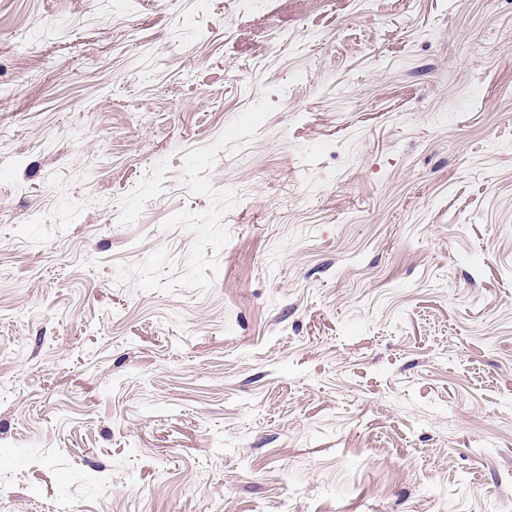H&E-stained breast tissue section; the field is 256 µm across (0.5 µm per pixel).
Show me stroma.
<instances>
[{"label":"stroma","mask_w":512,"mask_h":512,"mask_svg":"<svg viewBox=\"0 0 512 512\" xmlns=\"http://www.w3.org/2000/svg\"><path fill=\"white\" fill-rule=\"evenodd\" d=\"M512 512V0H0V512Z\"/></svg>","instance_id":"stroma-1"}]
</instances>
